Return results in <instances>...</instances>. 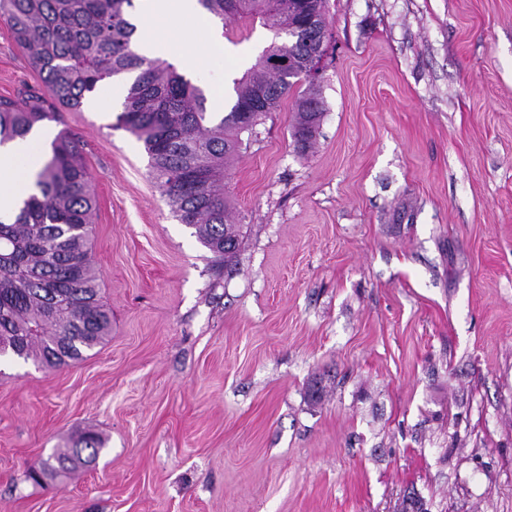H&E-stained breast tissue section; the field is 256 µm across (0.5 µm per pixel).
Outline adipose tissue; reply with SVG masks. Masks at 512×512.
I'll use <instances>...</instances> for the list:
<instances>
[{
	"instance_id": "obj_1",
	"label": "adipose tissue",
	"mask_w": 512,
	"mask_h": 512,
	"mask_svg": "<svg viewBox=\"0 0 512 512\" xmlns=\"http://www.w3.org/2000/svg\"><path fill=\"white\" fill-rule=\"evenodd\" d=\"M137 46L149 57H163L190 71H201L202 57L222 51L224 43L198 0H147L137 16ZM50 131L0 146V218L12 219L22 200L36 191Z\"/></svg>"
}]
</instances>
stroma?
Listing matches in <instances>:
<instances>
[{"instance_id": "1", "label": "stroma", "mask_w": 512, "mask_h": 512, "mask_svg": "<svg viewBox=\"0 0 512 512\" xmlns=\"http://www.w3.org/2000/svg\"><path fill=\"white\" fill-rule=\"evenodd\" d=\"M328 10L311 146L289 99L227 164L231 269L120 106L51 123L91 176L112 332L0 360V512H512V0ZM222 37L229 105L272 34ZM43 90L0 20V97ZM88 429L91 464L28 479Z\"/></svg>"}]
</instances>
